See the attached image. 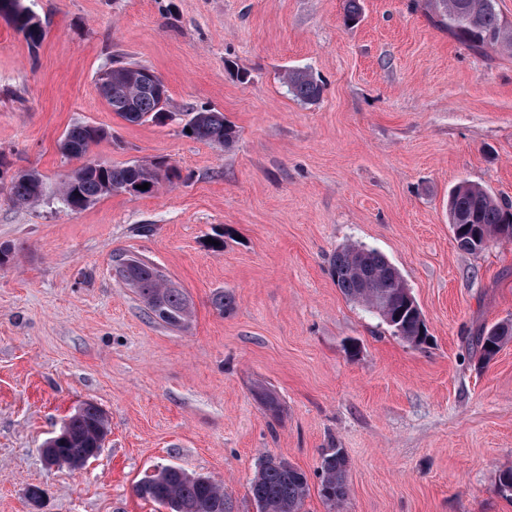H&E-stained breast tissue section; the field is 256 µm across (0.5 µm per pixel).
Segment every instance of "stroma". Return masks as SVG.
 <instances>
[{"instance_id":"35a3bbf8","label":"stroma","mask_w":512,"mask_h":512,"mask_svg":"<svg viewBox=\"0 0 512 512\" xmlns=\"http://www.w3.org/2000/svg\"><path fill=\"white\" fill-rule=\"evenodd\" d=\"M27 2L47 35L30 49L0 18V154L39 170L46 194L17 207L0 189V245L16 253L0 266V512H165L134 493L162 464L255 512L249 484L269 454L306 473L303 512H329L319 473L334 447L348 459L338 512H512L498 483L512 342L483 367L468 343L512 319V241L464 252L447 210L463 181L512 202V51L471 50L433 0H359L354 26L346 0ZM113 58L154 71L176 114L223 112L235 143L123 121L97 88ZM298 68L322 81L317 103L287 93ZM77 119L109 132L91 158H162L180 180L66 209L56 191L78 163L59 140ZM347 243L399 268L430 344L346 299L329 262ZM120 253L183 288L184 327L147 316L115 274ZM219 289L235 299L226 316ZM88 402L109 419L100 456L47 467L43 443Z\"/></svg>"}]
</instances>
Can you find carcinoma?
I'll use <instances>...</instances> for the list:
<instances>
[{
	"label": "carcinoma",
	"mask_w": 512,
	"mask_h": 512,
	"mask_svg": "<svg viewBox=\"0 0 512 512\" xmlns=\"http://www.w3.org/2000/svg\"><path fill=\"white\" fill-rule=\"evenodd\" d=\"M435 5L438 22L469 48L478 51L499 45L512 50V28L499 17L495 0H435ZM0 17L22 34L33 49L46 35L43 23L32 17L24 0H0ZM284 83L304 103L319 101L323 93L321 82L306 69L285 72ZM107 105L125 122L139 125L163 117L168 96L159 79L142 86L116 71L108 86ZM186 116L183 128L191 130V138L227 147L236 137L234 126L222 112L193 109ZM107 135L102 127L75 120L66 129L59 147L65 157L82 160L91 145ZM179 178V171L163 160L123 165L88 161L61 184L59 194L64 206L78 211L112 193L153 195L163 184ZM144 183L148 189H139ZM44 190L43 175L38 170H22L10 180L8 199L14 205L32 206L42 200ZM448 223L461 250L479 253L491 242L512 239V203L498 201L480 186L460 183L448 194ZM331 273L336 286L349 300L375 314L394 335L416 347L428 342L423 314L401 272L385 255L344 245L332 257ZM136 277L137 293L150 313H155L154 304L158 303L168 312V316L160 318L161 322L172 328L183 327L190 316L186 294L170 286L160 271L143 259L139 260ZM212 304L224 315L233 311L235 299L219 290L213 294ZM476 340L482 360L491 361L503 345L512 342V320L481 330ZM108 430L104 411L86 403L79 413L70 416L64 435L51 445V453L58 464L76 468L94 458V450ZM308 491V479L301 469L271 455L262 458L250 485L256 512H302ZM135 492L169 512H234L222 485L179 466L156 467L137 483ZM319 493L331 509L342 505L348 496L347 458L340 448H331L322 456Z\"/></svg>",
	"instance_id": "obj_1"
}]
</instances>
